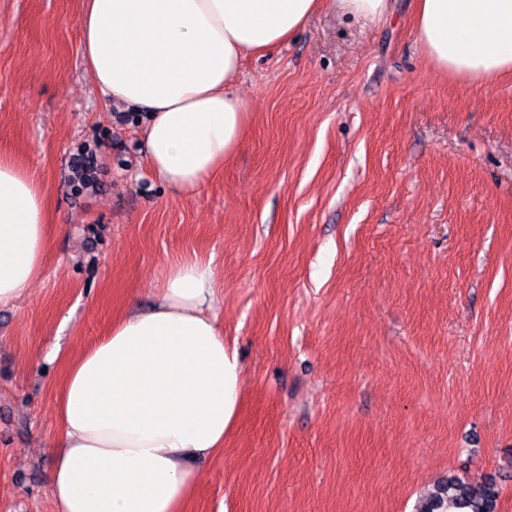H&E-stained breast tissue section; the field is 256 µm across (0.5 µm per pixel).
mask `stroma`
Returning a JSON list of instances; mask_svg holds the SVG:
<instances>
[{"label": "stroma", "instance_id": "stroma-1", "mask_svg": "<svg viewBox=\"0 0 512 512\" xmlns=\"http://www.w3.org/2000/svg\"><path fill=\"white\" fill-rule=\"evenodd\" d=\"M82 0H0V154L40 182L42 274L0 307V512H57L62 364L168 262L213 259L245 366L224 449L187 512H417L455 475L512 512V77L443 74L389 19L326 9L245 59L242 146L193 194L150 170L147 116L105 100ZM97 147L98 183L68 185Z\"/></svg>", "mask_w": 512, "mask_h": 512}]
</instances>
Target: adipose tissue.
I'll return each instance as SVG.
<instances>
[{"label": "adipose tissue", "mask_w": 512, "mask_h": 512, "mask_svg": "<svg viewBox=\"0 0 512 512\" xmlns=\"http://www.w3.org/2000/svg\"><path fill=\"white\" fill-rule=\"evenodd\" d=\"M328 6L377 20L392 0H84L82 54L106 100L147 114L151 169L189 194L243 142L249 109L230 88L243 59L281 47ZM414 32L451 77L512 75V0H416ZM47 249L44 192L1 155L0 307L41 275ZM217 290L211 260H174L151 308L69 356L50 475L59 512H185L193 463L223 449L238 414L243 365Z\"/></svg>", "instance_id": "1"}]
</instances>
